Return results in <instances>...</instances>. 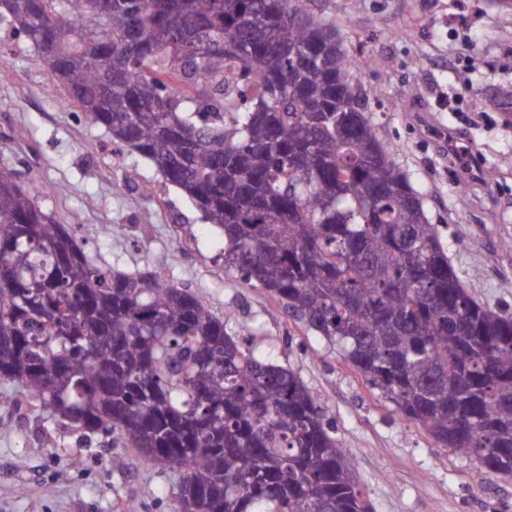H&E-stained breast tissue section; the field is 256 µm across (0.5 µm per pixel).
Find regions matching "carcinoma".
Returning a JSON list of instances; mask_svg holds the SVG:
<instances>
[{
    "mask_svg": "<svg viewBox=\"0 0 512 512\" xmlns=\"http://www.w3.org/2000/svg\"><path fill=\"white\" fill-rule=\"evenodd\" d=\"M112 142L224 233V264L336 346L405 420L512 480V314L476 300L312 0H14ZM91 230L0 169V382L84 436L181 473L177 512H372L291 368L145 265L102 268Z\"/></svg>",
    "mask_w": 512,
    "mask_h": 512,
    "instance_id": "cac0c4a2",
    "label": "carcinoma"
}]
</instances>
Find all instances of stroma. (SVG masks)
<instances>
[{
    "label": "stroma",
    "mask_w": 512,
    "mask_h": 512,
    "mask_svg": "<svg viewBox=\"0 0 512 512\" xmlns=\"http://www.w3.org/2000/svg\"><path fill=\"white\" fill-rule=\"evenodd\" d=\"M379 99L371 116L425 210L464 288L512 310V0H315ZM35 50L0 28V169L19 173L45 213L93 226L100 265H150L201 297L230 335L294 369L352 455L374 512H504L512 481L477 483L474 457L436 448L378 401L335 346L285 315L224 265V234L132 149L52 90ZM479 167H472L471 157ZM498 167L494 178L484 172ZM51 185L61 194L48 193ZM115 437L86 438L21 408L0 384V512H176L179 473L117 469Z\"/></svg>",
    "instance_id": "obj_1"
}]
</instances>
